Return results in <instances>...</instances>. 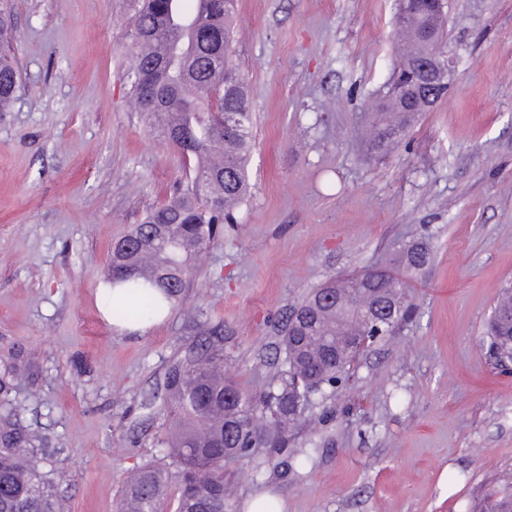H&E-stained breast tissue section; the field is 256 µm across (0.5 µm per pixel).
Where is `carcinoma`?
<instances>
[{
	"mask_svg": "<svg viewBox=\"0 0 512 512\" xmlns=\"http://www.w3.org/2000/svg\"><path fill=\"white\" fill-rule=\"evenodd\" d=\"M181 2L138 0L130 102L148 127L195 162L193 177L113 245L108 282L122 289L111 305L120 320H150L174 306L189 287L195 261L222 241L221 224L233 219L250 191L252 114L245 80L229 63L236 0H195L209 21L191 13L186 24L179 18ZM432 9L428 0L398 4L395 28L412 48L399 54L396 70L427 53L448 62L444 21L422 16ZM12 39L11 20L1 13L0 112L20 87ZM143 84L152 88L151 97ZM432 105L383 95L369 112V150L397 146L411 118ZM429 260L427 248L413 243L398 251L392 270L369 269L313 289L289 315L283 368L260 393L224 374L219 350L193 352L171 365L158 437L169 467L146 464L137 470L116 512H163L171 486L177 491L174 512H228L237 487L224 463L280 448L288 432L315 421L316 399L334 394L372 344L412 320L416 305L408 275ZM486 339L495 359L512 361L511 287L491 312ZM16 380L10 370L0 375V512H68L39 465V437L20 423ZM478 512H512V493L487 498Z\"/></svg>",
	"mask_w": 512,
	"mask_h": 512,
	"instance_id": "carcinoma-1",
	"label": "carcinoma"
}]
</instances>
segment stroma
<instances>
[{"label": "stroma", "mask_w": 512, "mask_h": 512, "mask_svg": "<svg viewBox=\"0 0 512 512\" xmlns=\"http://www.w3.org/2000/svg\"><path fill=\"white\" fill-rule=\"evenodd\" d=\"M22 88L0 112V371L69 512H115L160 462L168 366L222 331L258 392L281 329L327 278L425 242L412 322L378 343L288 448L232 464L231 512H478L512 485V372L483 342L512 282V0H447V96L367 152L361 116L394 67L395 0H237L232 61L254 114L252 191L163 322L117 333L98 310L113 244L185 171L128 99L135 0H0Z\"/></svg>", "instance_id": "obj_1"}]
</instances>
